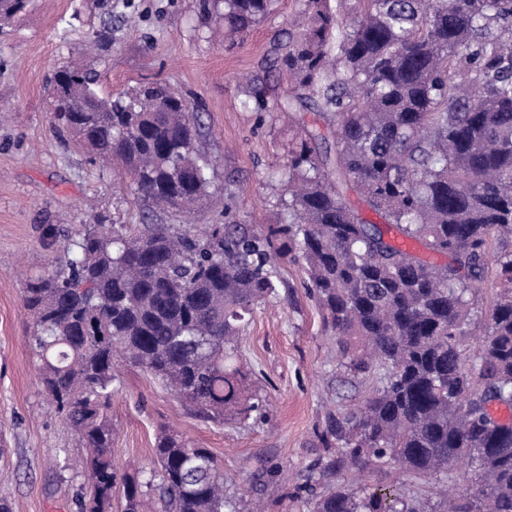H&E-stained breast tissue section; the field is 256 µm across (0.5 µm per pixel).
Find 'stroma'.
Listing matches in <instances>:
<instances>
[{
	"label": "stroma",
	"mask_w": 512,
	"mask_h": 512,
	"mask_svg": "<svg viewBox=\"0 0 512 512\" xmlns=\"http://www.w3.org/2000/svg\"><path fill=\"white\" fill-rule=\"evenodd\" d=\"M298 12L273 0L266 18L225 44L201 19L200 0H32L0 29V496L11 512H79L83 478L78 436L44 393L25 341L30 319L22 293L30 276L67 259L66 239L86 225L170 224L147 214L130 185L93 165L51 122L52 73L94 65L100 96L143 82L181 93L197 115L200 148L224 210L183 217L206 224L275 223L277 181L298 121L335 122L309 112L258 111L287 96L275 48ZM279 294L255 310L239 339L247 389L267 396L263 416L215 423L141 367L122 363L112 394V464L146 480L165 430L210 450L224 469L232 512H303L328 451L317 438L330 415L358 404L372 383L351 378L310 296L301 266L282 261Z\"/></svg>",
	"instance_id": "obj_1"
}]
</instances>
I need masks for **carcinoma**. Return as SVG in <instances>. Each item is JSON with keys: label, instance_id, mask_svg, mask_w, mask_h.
Listing matches in <instances>:
<instances>
[{"label": "carcinoma", "instance_id": "cac0c4a2", "mask_svg": "<svg viewBox=\"0 0 512 512\" xmlns=\"http://www.w3.org/2000/svg\"><path fill=\"white\" fill-rule=\"evenodd\" d=\"M273 0H201L205 23L240 35ZM30 0H0V19ZM297 28L275 63L288 98L273 108L336 120L335 149L301 127L282 172L284 214L266 228L89 224L66 264L31 279L26 336L56 411L88 450L80 512H224V471L206 448L163 432L150 479L112 467L114 353L150 371L208 418L247 419L265 400L246 391L237 339L277 296L276 259L305 266L341 366L375 383L360 406L319 434L359 470L396 468L428 481L454 465L471 492L446 512H512V0H298ZM99 73L58 70L54 119L102 163L121 165L137 199L178 216L213 198L189 103L160 82L110 98ZM355 192L378 215L351 208ZM396 230L448 258L391 244ZM495 288L476 349L480 288ZM306 512H419L388 485L338 484Z\"/></svg>", "mask_w": 512, "mask_h": 512}]
</instances>
